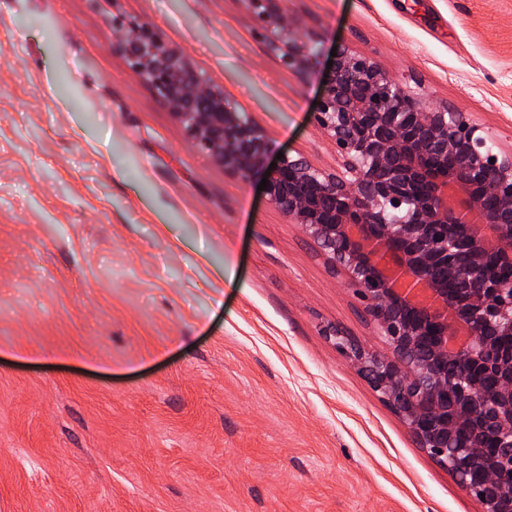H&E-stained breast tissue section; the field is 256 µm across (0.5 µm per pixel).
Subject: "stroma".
<instances>
[{
	"instance_id": "1",
	"label": "stroma",
	"mask_w": 512,
	"mask_h": 512,
	"mask_svg": "<svg viewBox=\"0 0 512 512\" xmlns=\"http://www.w3.org/2000/svg\"><path fill=\"white\" fill-rule=\"evenodd\" d=\"M286 10L304 77L243 0H0V512H481L337 349L336 327L386 349L352 290L118 46L150 25L275 151L333 169L335 48L512 145V0Z\"/></svg>"
}]
</instances>
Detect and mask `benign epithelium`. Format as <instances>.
<instances>
[{"label": "benign epithelium", "mask_w": 512, "mask_h": 512, "mask_svg": "<svg viewBox=\"0 0 512 512\" xmlns=\"http://www.w3.org/2000/svg\"><path fill=\"white\" fill-rule=\"evenodd\" d=\"M256 29L299 76L311 57L285 22V0H244ZM214 164L267 178L270 203L344 277L359 313L385 337L379 354L337 330L336 346L409 434L482 512H512V146L494 152L465 112L432 105L343 48L315 123L340 157L329 171L303 155L266 164L270 142L224 90L148 25L118 47ZM496 443L486 454L483 439ZM489 470L482 488L473 469Z\"/></svg>", "instance_id": "benign-epithelium-1"}]
</instances>
